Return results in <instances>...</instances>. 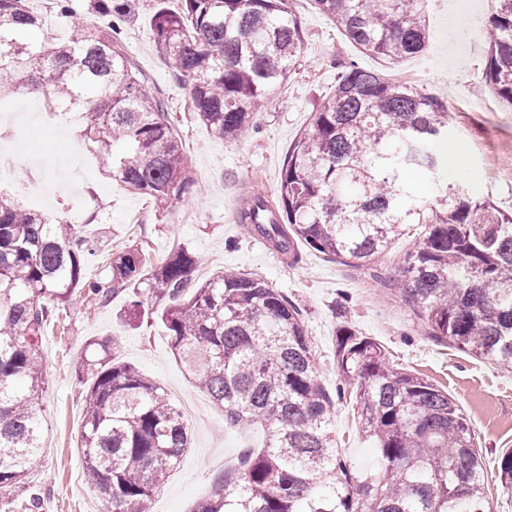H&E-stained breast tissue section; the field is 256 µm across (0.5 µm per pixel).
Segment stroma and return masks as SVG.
I'll list each match as a JSON object with an SVG mask.
<instances>
[{"mask_svg": "<svg viewBox=\"0 0 512 512\" xmlns=\"http://www.w3.org/2000/svg\"><path fill=\"white\" fill-rule=\"evenodd\" d=\"M155 0H135L125 28L126 46L139 71L163 95L174 121L197 188L168 210L127 192L103 174L75 128L44 122L29 94L0 96V151L60 157L45 169L50 187L29 200L25 175L0 169V188L11 191L25 208L55 213L100 233L112 251L144 248L161 262L180 248L198 260L195 280L230 267L253 273L278 288L304 314L317 352L318 379L336 387L333 351L336 327L348 319L363 335L381 344L392 366L422 375L446 390L481 448L487 498L492 512H512V496L496 477L502 452L512 449V368L473 356L427 336L401 303L388 299L381 278L393 275L419 232L411 227L395 238L376 268L354 270L311 249L292 267L262 241L249 237L237 215L250 190L275 195L288 149L308 126L314 109L333 90L339 63L350 60L377 70L378 59L359 52L341 27L315 9L310 0H292L305 31L304 51L285 87L253 119V127L236 140L214 134L191 110L189 86L169 69L155 48L151 15ZM480 0H430L429 46L420 55L392 65L390 78L416 85L448 103L452 114L448 155L456 159L449 181L465 183L473 194L492 198L512 210V112L482 89L489 34ZM130 296L121 293L106 304L74 297L64 324L43 330L42 363L46 385L40 401L44 448L29 475V485L44 498L43 512H100L101 504L83 473L78 449L83 421L80 392L84 383L76 362L94 339L116 338L115 357L134 365L164 387L175 404L193 402L191 447L180 467L158 492L151 512H192L212 489L215 476L236 464L244 448L261 447V427H225L224 416L196 386L172 354L154 307L140 323L125 320ZM337 447L356 470L376 463L351 402L334 411Z\"/></svg>", "mask_w": 512, "mask_h": 512, "instance_id": "1", "label": "stroma"}]
</instances>
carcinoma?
<instances>
[{"label":"carcinoma","instance_id":"1","mask_svg":"<svg viewBox=\"0 0 512 512\" xmlns=\"http://www.w3.org/2000/svg\"><path fill=\"white\" fill-rule=\"evenodd\" d=\"M131 0H89L67 37L39 39L46 18L28 0H0V91L29 84L55 112L85 119L82 135L127 191L162 209L196 181L160 92L129 56ZM155 46L190 86L197 120L236 140L290 78L305 32L291 0H157ZM359 51L390 64L422 52L427 0H309ZM484 86L512 109V0L486 21ZM447 102L352 61L288 150L277 196L253 194L239 223L274 251L301 261L304 245L352 268L370 266L393 237L422 231L387 294L428 335L512 367V212L448 184ZM435 185L425 199L405 179ZM85 224L26 209L0 191V509L25 496L40 455L44 326L76 294L100 303L128 292L130 311L154 302L170 349L224 412V422L261 426L267 441L224 471L194 512H491L483 459L448 393L391 367L383 347L347 320L336 332V395L316 377L301 308L265 280L220 270L192 282L186 249L151 263L141 249L112 253L108 279L84 278L100 256ZM91 341L77 363L87 484L103 512H150L155 494L190 445V427L163 387ZM352 396L362 435L376 449L369 471L336 451L335 399ZM512 495V450L498 464Z\"/></svg>","mask_w":512,"mask_h":512}]
</instances>
